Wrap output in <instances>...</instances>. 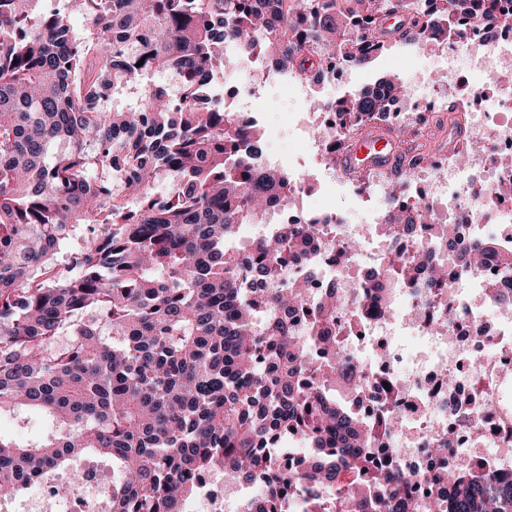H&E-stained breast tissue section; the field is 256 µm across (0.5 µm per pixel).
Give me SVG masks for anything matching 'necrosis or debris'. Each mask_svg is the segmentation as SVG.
Masks as SVG:
<instances>
[{
    "mask_svg": "<svg viewBox=\"0 0 512 512\" xmlns=\"http://www.w3.org/2000/svg\"><path fill=\"white\" fill-rule=\"evenodd\" d=\"M438 55L469 58L476 101L453 92L440 94L430 81H418L406 92L387 90L389 106L380 125L399 129L411 124L428 141L434 136L433 112H444L464 139L480 142L489 116L499 114L503 120L490 148L495 156L511 155L512 83L499 79L498 67L512 66V29L470 28L464 41L442 44ZM473 171L494 189L512 183V167L487 164L480 153L464 166L450 153L434 169L408 177L406 202H437L442 222L455 226L447 238L431 232L403 241L380 223L368 237L357 238L343 215L304 206V196L315 187L306 175L298 197L275 207L271 215L275 224L318 222L319 240L288 261L283 277L271 285L284 288L303 280L310 294L336 292V341L373 384L372 390L352 395V407L368 420L381 414L396 418L397 428L376 452L417 489L428 488L447 465L490 472L512 484V307L499 301L506 284L512 283V272L495 269L490 262L463 269L456 260L459 251L487 234L500 248L512 250V197L473 191ZM425 245L440 254L447 273L441 287L421 294L415 284L395 289L380 277L375 290L363 293L367 268L382 267L390 256ZM440 445L447 446L446 457L435 455ZM199 485L201 493L190 512H242L258 496L256 487L227 483L213 473ZM105 487L98 475L66 496L46 482L25 501H0V512H39L47 500L55 501L58 512H71L75 501L81 502L83 512H105Z\"/></svg>",
    "mask_w": 512,
    "mask_h": 512,
    "instance_id": "4bbe7bcc",
    "label": "necrosis or debris"
}]
</instances>
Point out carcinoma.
<instances>
[{"label": "carcinoma", "mask_w": 512, "mask_h": 512, "mask_svg": "<svg viewBox=\"0 0 512 512\" xmlns=\"http://www.w3.org/2000/svg\"><path fill=\"white\" fill-rule=\"evenodd\" d=\"M40 2L0 0V413L38 407L56 430L26 445L0 437V500L47 480L67 495L82 480L76 461L97 454L112 463L108 512H184L205 472L259 482L250 512H287L300 488L304 512H370L373 500L414 512L411 481L372 465L394 421L360 418L305 374L313 348L341 358L336 295L310 302L297 281L258 296L312 245L315 224H285L250 256L224 246L267 223L299 183L261 163L264 128L225 111L211 87L227 44L268 64L246 85L254 95L338 59L370 63L390 45L378 27L392 14L407 19L401 40L434 44L432 31L463 38L462 20L512 27V12L490 0H62L50 12ZM159 71L183 78L179 101L148 82ZM324 109L358 138L387 100L366 86ZM426 147L401 149L407 167L424 164ZM403 196L390 194L380 223L419 238L432 209L418 200L406 212ZM486 254L512 261L488 243L460 264ZM388 272L428 288L443 279L427 249ZM308 303L298 329L288 316ZM288 429L310 452L301 471L268 449ZM437 483L452 489L449 512H512V485L450 468Z\"/></svg>", "instance_id": "cac0c4a2"}]
</instances>
